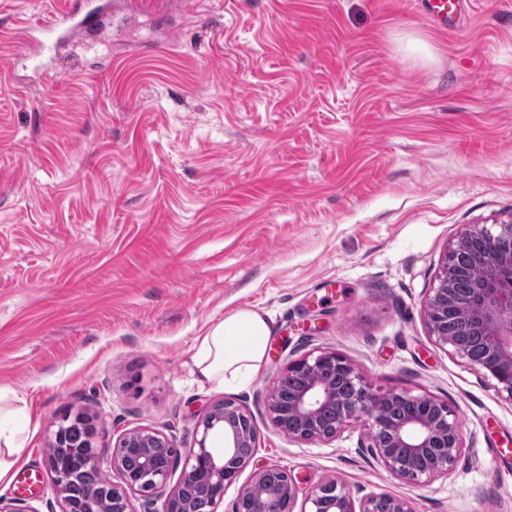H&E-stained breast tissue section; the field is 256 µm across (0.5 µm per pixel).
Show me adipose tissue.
Segmentation results:
<instances>
[{"label": "adipose tissue", "mask_w": 512, "mask_h": 512, "mask_svg": "<svg viewBox=\"0 0 512 512\" xmlns=\"http://www.w3.org/2000/svg\"><path fill=\"white\" fill-rule=\"evenodd\" d=\"M270 333L265 315L247 309L210 325L195 343L199 375L228 389L247 384L265 364Z\"/></svg>", "instance_id": "ef3b65f1"}]
</instances>
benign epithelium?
Listing matches in <instances>:
<instances>
[{
	"label": "benign epithelium",
	"mask_w": 512,
	"mask_h": 512,
	"mask_svg": "<svg viewBox=\"0 0 512 512\" xmlns=\"http://www.w3.org/2000/svg\"><path fill=\"white\" fill-rule=\"evenodd\" d=\"M478 236L491 238L490 252L476 261L484 268L483 279L469 296L458 297L455 281L464 269L459 257ZM425 318L435 344L464 360L492 381L499 396L512 402V224L497 232L486 228L468 232L453 242L442 260L437 286L425 301ZM467 324L469 336L480 339L484 355L474 358L454 325ZM338 370L350 387L346 392L317 376L319 369ZM293 377L298 388L283 399L275 394L266 401V412L275 429L295 442L328 441L356 421L368 434L361 444L391 475L407 483H422L449 476L463 448L460 421L447 402L408 391L377 394L362 373L334 351L310 352L291 362L279 378ZM85 437L75 451L81 472L105 480L98 492L75 497L72 485L78 472L62 455L48 456V468L60 499L61 512H97L100 498L108 512H137L133 496H165L162 512H193L196 490L209 498L211 512L236 484L256 450V430L250 412L235 400L215 403L201 420L197 446L180 450L172 436L151 428L121 433L112 448L109 468L116 479L102 474L103 462L95 445L94 417L83 414ZM221 434L224 447L208 445L211 432ZM182 467L178 486L166 491L177 467ZM299 486L293 476L277 466L260 471L238 488L234 512H271V504L297 501ZM300 512H413L409 502L388 494L369 495L355 504L347 487L335 480L308 491Z\"/></svg>",
	"instance_id": "obj_1"
}]
</instances>
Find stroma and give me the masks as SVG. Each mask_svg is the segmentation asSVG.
<instances>
[{
	"instance_id": "stroma-1",
	"label": "stroma",
	"mask_w": 512,
	"mask_h": 512,
	"mask_svg": "<svg viewBox=\"0 0 512 512\" xmlns=\"http://www.w3.org/2000/svg\"><path fill=\"white\" fill-rule=\"evenodd\" d=\"M83 40L44 56L28 27L65 0H0V389L25 441L0 500L59 508L46 464L58 418L87 412L100 455L124 430L193 447L231 398L268 466L305 490L406 498L414 512H512V402L438 348L424 317L458 236L512 221V0H473L441 29L408 0H106ZM266 314L247 385L201 381L196 337ZM321 349L374 391L448 402L464 448L410 484L362 451L277 432L265 400Z\"/></svg>"
}]
</instances>
